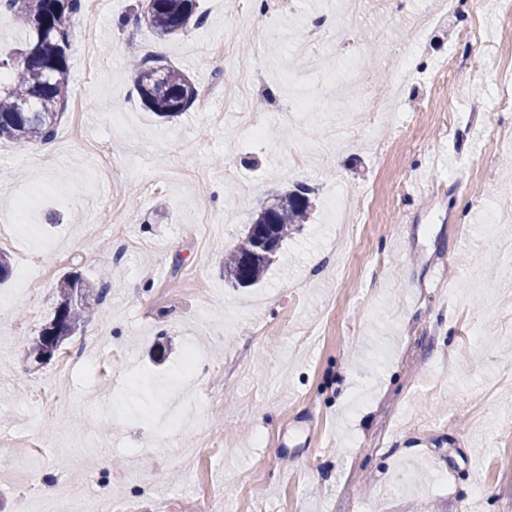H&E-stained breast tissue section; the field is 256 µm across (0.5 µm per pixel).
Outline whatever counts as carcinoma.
Returning <instances> with one entry per match:
<instances>
[{"label": "carcinoma", "mask_w": 512, "mask_h": 512, "mask_svg": "<svg viewBox=\"0 0 512 512\" xmlns=\"http://www.w3.org/2000/svg\"><path fill=\"white\" fill-rule=\"evenodd\" d=\"M4 6L20 15L28 38L13 58L0 63L10 70L0 81V139L36 144L51 139L63 117L71 28L82 0H4ZM134 23L170 37L199 25L201 15L196 0H151V6L134 15ZM132 73L141 100L162 118L178 116L199 98L196 85L169 64L141 59ZM309 194L310 188L299 185L272 197L257 211L242 240L224 257L225 282L246 287L262 279L291 227L308 218ZM255 224L269 225L273 250L262 247ZM109 287L76 274L59 279L53 319L28 343L29 358L42 364L47 353L59 354L68 337L98 313Z\"/></svg>", "instance_id": "obj_1"}]
</instances>
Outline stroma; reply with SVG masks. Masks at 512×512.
<instances>
[{"instance_id": "stroma-1", "label": "stroma", "mask_w": 512, "mask_h": 512, "mask_svg": "<svg viewBox=\"0 0 512 512\" xmlns=\"http://www.w3.org/2000/svg\"><path fill=\"white\" fill-rule=\"evenodd\" d=\"M141 0H103L93 50L72 43L68 81L84 110L81 140L68 120L54 150L0 141V249L41 281L37 294L0 310V431L45 440L0 455V503L41 489L56 470L87 475L89 496L112 512H162L186 485L207 512H457L484 484L482 512H512V262L493 228L512 231V146L485 153L492 121L442 123L449 107L488 101L512 72V0H443L419 33L413 6L393 0H199L203 25L159 37L132 16ZM267 13L266 40L246 14ZM309 56L291 45L313 20ZM356 30L369 66L366 99L384 96L410 43L421 78L403 84L397 111L378 122L354 113L342 58L327 50ZM235 53L251 56V96L267 136L243 143L234 118ZM219 89L170 120L146 108L126 46ZM460 83L431 81L448 56ZM313 90L308 140L282 122L281 79ZM303 183L311 215L279 249L263 279L235 288L224 254L263 201ZM343 188L353 224L329 223L326 197ZM122 200L131 238L113 244L116 283L100 316L75 330L96 373L61 358L25 360L71 271L99 278L108 196ZM205 353L189 391L167 387L188 341ZM165 359L155 362L157 348Z\"/></svg>"}]
</instances>
